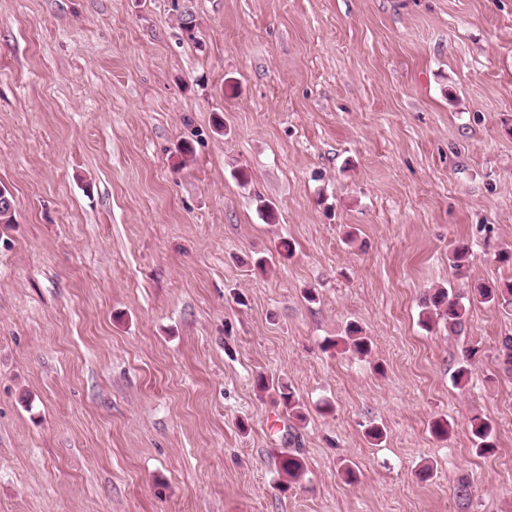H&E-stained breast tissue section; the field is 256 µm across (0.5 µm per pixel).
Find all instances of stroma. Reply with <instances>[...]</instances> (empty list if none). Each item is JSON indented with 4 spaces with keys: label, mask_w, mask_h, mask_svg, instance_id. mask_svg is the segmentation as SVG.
Segmentation results:
<instances>
[{
    "label": "stroma",
    "mask_w": 512,
    "mask_h": 512,
    "mask_svg": "<svg viewBox=\"0 0 512 512\" xmlns=\"http://www.w3.org/2000/svg\"><path fill=\"white\" fill-rule=\"evenodd\" d=\"M0 187V512H512V0H0ZM462 297L450 296L448 289L440 288L434 293L425 296L423 301L424 323L432 325L433 315L436 319L444 320L451 333L461 332L465 324L466 306ZM342 345L347 352H352L360 356H366L370 352V340L368 336L363 335L361 328L355 325H349L344 333L335 341L329 343L328 348ZM474 449L479 455L492 453L496 450L492 425L486 420L475 416L470 423ZM278 470L288 477L289 482H298L306 474V463L299 454L288 452L281 455Z\"/></svg>",
    "instance_id": "35a3bbf8"
}]
</instances>
